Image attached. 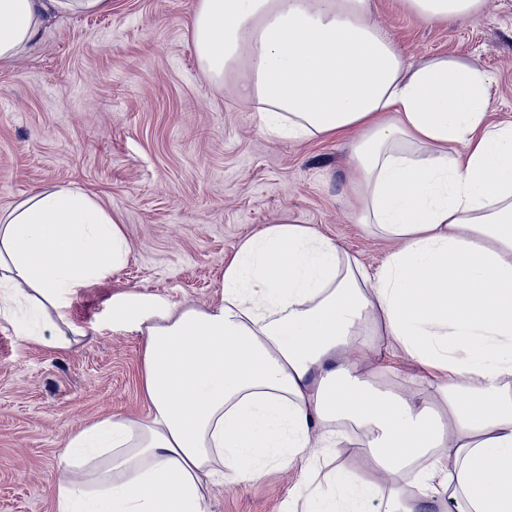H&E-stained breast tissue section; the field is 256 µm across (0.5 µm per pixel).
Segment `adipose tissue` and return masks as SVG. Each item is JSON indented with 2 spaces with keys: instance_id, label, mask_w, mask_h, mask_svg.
<instances>
[{
  "instance_id": "adipose-tissue-1",
  "label": "adipose tissue",
  "mask_w": 512,
  "mask_h": 512,
  "mask_svg": "<svg viewBox=\"0 0 512 512\" xmlns=\"http://www.w3.org/2000/svg\"><path fill=\"white\" fill-rule=\"evenodd\" d=\"M485 0H400L424 22L481 17ZM111 0H0V62L56 13ZM371 0H197L203 73L232 86L281 140L345 137L359 219L397 248L369 270L335 239L280 221L241 242L220 300H112L143 337L145 418L73 432L54 512H208L216 479L285 460L316 471L356 431L372 475L334 472L305 512H512V122L488 119L489 75L447 56L407 62ZM119 222L77 187L41 191L0 223V318L28 303L40 328L80 335L69 298L122 267ZM435 373L434 400L383 390L382 349ZM430 459L428 468L414 461ZM420 485L404 497L403 476Z\"/></svg>"
}]
</instances>
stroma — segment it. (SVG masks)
Returning <instances> with one entry per match:
<instances>
[{
	"mask_svg": "<svg viewBox=\"0 0 512 512\" xmlns=\"http://www.w3.org/2000/svg\"><path fill=\"white\" fill-rule=\"evenodd\" d=\"M196 2L112 0L103 13L63 14L0 63V213L78 187L120 218L132 247L125 266L71 297L77 342L47 331L36 343L0 320V512H54L70 434L115 412L146 414L143 337L113 330V296L212 305L225 261L279 221L313 226L372 270L392 248L355 218L345 142L271 138L204 76L189 32ZM372 18L410 61L448 55L488 72L489 118L512 121V0L448 24L373 0ZM310 488L301 463L277 465L211 486L209 509L299 512Z\"/></svg>",
	"mask_w": 512,
	"mask_h": 512,
	"instance_id": "stroma-1",
	"label": "stroma"
}]
</instances>
